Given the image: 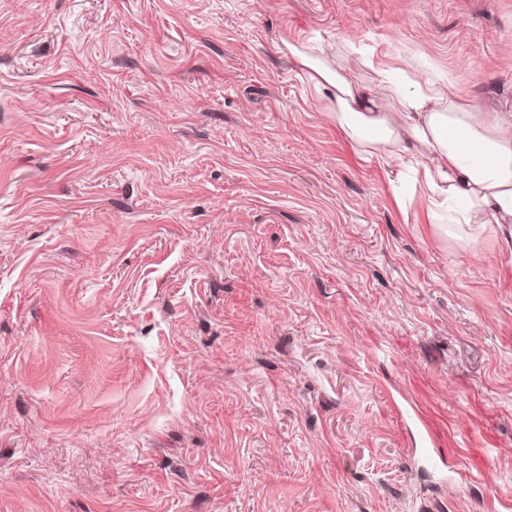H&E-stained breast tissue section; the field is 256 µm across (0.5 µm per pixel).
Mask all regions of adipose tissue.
Segmentation results:
<instances>
[{
    "label": "adipose tissue",
    "mask_w": 512,
    "mask_h": 512,
    "mask_svg": "<svg viewBox=\"0 0 512 512\" xmlns=\"http://www.w3.org/2000/svg\"><path fill=\"white\" fill-rule=\"evenodd\" d=\"M288 51L362 153L389 168L417 165L429 220L451 204L453 223L512 225V118L473 111L445 81L404 95L385 77L365 82L333 65L323 47Z\"/></svg>",
    "instance_id": "obj_1"
}]
</instances>
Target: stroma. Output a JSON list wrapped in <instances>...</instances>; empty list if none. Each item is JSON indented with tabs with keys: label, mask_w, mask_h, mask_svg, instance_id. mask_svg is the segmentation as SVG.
Wrapping results in <instances>:
<instances>
[{
	"label": "stroma",
	"mask_w": 512,
	"mask_h": 512,
	"mask_svg": "<svg viewBox=\"0 0 512 512\" xmlns=\"http://www.w3.org/2000/svg\"><path fill=\"white\" fill-rule=\"evenodd\" d=\"M291 42L512 113V0H0V512H512V226Z\"/></svg>",
	"instance_id": "1"
}]
</instances>
